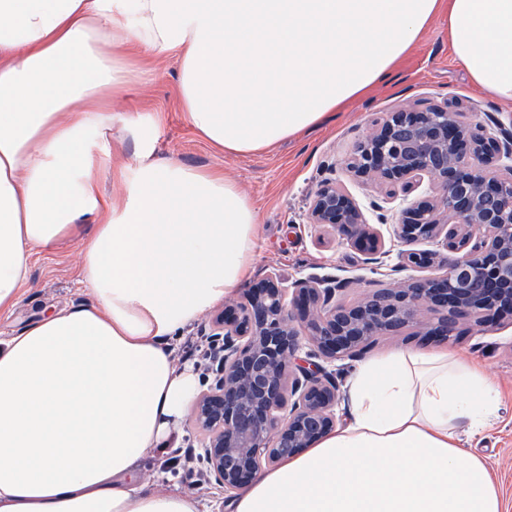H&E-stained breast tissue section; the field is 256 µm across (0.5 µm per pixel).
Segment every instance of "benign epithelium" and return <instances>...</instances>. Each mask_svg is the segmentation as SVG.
Segmentation results:
<instances>
[{"instance_id":"benign-epithelium-1","label":"benign epithelium","mask_w":512,"mask_h":512,"mask_svg":"<svg viewBox=\"0 0 512 512\" xmlns=\"http://www.w3.org/2000/svg\"><path fill=\"white\" fill-rule=\"evenodd\" d=\"M345 169L380 186L389 199L433 181L432 198L403 208L394 228L405 242L441 241L442 249L411 252L407 261L442 274L371 289L345 303L336 300L339 288L329 278L301 286L288 299L272 272L245 300L211 316V335L224 338V345L191 419L207 435V475L230 497L262 468L309 447L335 424L339 384L320 363L292 362L296 324L308 331L313 355L336 360L410 325L422 336L448 338L464 322L512 316V116L495 118L488 128L446 106L390 112ZM309 219L361 247L369 263L388 256L381 230L332 180L314 192ZM425 309L437 319L422 320Z\"/></svg>"}]
</instances>
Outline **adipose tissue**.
Returning <instances> with one entry per match:
<instances>
[{
  "label": "adipose tissue",
  "instance_id": "obj_1",
  "mask_svg": "<svg viewBox=\"0 0 512 512\" xmlns=\"http://www.w3.org/2000/svg\"><path fill=\"white\" fill-rule=\"evenodd\" d=\"M471 83L512 104V0H0V315L36 252L93 230L87 303L0 338V512H204L140 482L181 431L198 378L172 342L241 287L259 217L225 174L154 155L157 126L110 98L178 56L193 131L236 155L321 127L390 78L439 17ZM138 145L105 197L95 148ZM350 419L260 471L224 512H504L460 445L497 418L499 389L446 349L356 365Z\"/></svg>",
  "mask_w": 512,
  "mask_h": 512
}]
</instances>
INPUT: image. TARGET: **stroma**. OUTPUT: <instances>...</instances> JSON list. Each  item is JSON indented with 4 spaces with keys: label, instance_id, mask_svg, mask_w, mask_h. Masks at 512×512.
I'll return each instance as SVG.
<instances>
[{
    "label": "stroma",
    "instance_id": "1",
    "mask_svg": "<svg viewBox=\"0 0 512 512\" xmlns=\"http://www.w3.org/2000/svg\"><path fill=\"white\" fill-rule=\"evenodd\" d=\"M150 66L147 79L134 83L127 96L113 100V112H135L145 120H158L156 157L223 172L259 210L253 271L248 283L236 291L238 301L250 291L252 282L268 272L277 273L282 287L290 291L312 279L339 278L345 283L340 297L346 301L358 299L365 289L386 287V277L375 265L365 263L360 251L331 230L310 223L312 195L328 179L340 181L359 201L369 222L380 224L390 251L387 265L399 263L402 252L427 249L424 240L409 245L400 242L393 227L398 204H384L379 189L354 180L343 169L372 125L382 122L387 113L408 105L418 109L445 105L464 113L466 119L483 123L492 115L502 119L512 115V107L471 86L464 68L451 55L448 23L443 19L432 23L395 78L370 98L351 103L324 126L263 154L231 155L200 140L178 107L177 56L157 55ZM136 149L131 136L113 129L108 148L98 153L105 192L117 191L112 170L131 160ZM80 261V243L75 239L54 252L36 254L21 301L10 315L0 316V336L20 331L55 310L83 304ZM447 347L480 364L502 391L498 420L480 437L464 433L460 439L462 447L486 459L500 486L504 512H512V325H464Z\"/></svg>",
    "mask_w": 512,
    "mask_h": 512
}]
</instances>
